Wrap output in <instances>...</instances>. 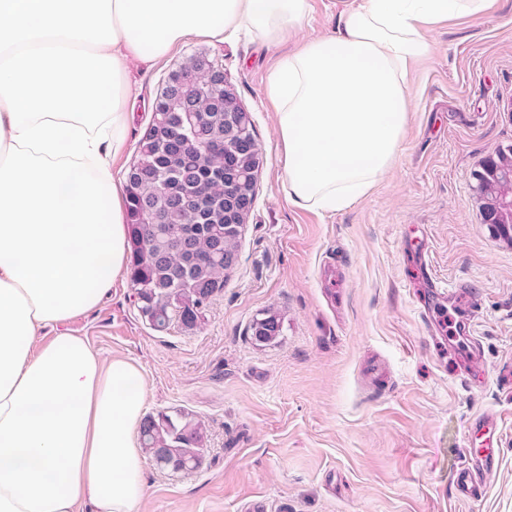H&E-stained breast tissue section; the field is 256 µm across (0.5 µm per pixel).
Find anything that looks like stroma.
Returning <instances> with one entry per match:
<instances>
[{
    "mask_svg": "<svg viewBox=\"0 0 512 512\" xmlns=\"http://www.w3.org/2000/svg\"><path fill=\"white\" fill-rule=\"evenodd\" d=\"M426 36L393 166L336 214L297 207L284 191L266 87L287 45L192 38L130 69L117 184L157 91L196 51L223 62L260 149L238 262L196 327L155 331L126 277L68 324L103 358L138 363L147 413L181 410L205 428L198 469L173 475L146 461L139 512H512V244L484 224L475 189L484 160L512 144V0ZM428 280L476 301L458 342L482 354L478 381L429 329ZM268 309L282 332L258 346L248 326ZM487 412L499 463L462 503L455 472L479 447L472 425Z\"/></svg>",
    "mask_w": 512,
    "mask_h": 512,
    "instance_id": "stroma-1",
    "label": "stroma"
}]
</instances>
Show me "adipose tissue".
<instances>
[{
	"label": "adipose tissue",
	"mask_w": 512,
	"mask_h": 512,
	"mask_svg": "<svg viewBox=\"0 0 512 512\" xmlns=\"http://www.w3.org/2000/svg\"><path fill=\"white\" fill-rule=\"evenodd\" d=\"M488 2L343 0L335 34L305 39L309 0H0V512H137L145 494L141 370L67 328L128 264L129 67L193 37L297 39L268 82L279 161L291 201L335 213L395 159L427 28Z\"/></svg>",
	"instance_id": "ef3b65f1"
}]
</instances>
